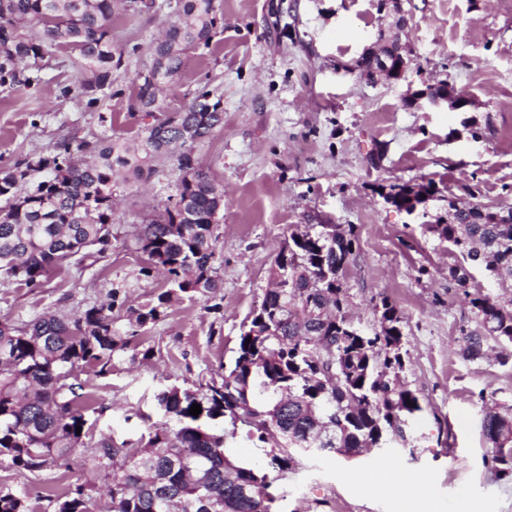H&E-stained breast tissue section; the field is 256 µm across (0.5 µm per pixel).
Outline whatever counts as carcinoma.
Returning a JSON list of instances; mask_svg holds the SVG:
<instances>
[{"mask_svg": "<svg viewBox=\"0 0 512 512\" xmlns=\"http://www.w3.org/2000/svg\"><path fill=\"white\" fill-rule=\"evenodd\" d=\"M215 0H169L174 16L165 35L148 46L152 69L139 76L130 108L153 118L137 142L103 136L59 143L45 156L0 167V277L39 285L78 255L103 254L112 245V188L124 173L176 157L175 194L143 225L139 246L164 271L170 288L152 304L129 307L128 323L116 325L105 305L71 316L44 312L29 321L0 320V461L30 472L51 468L86 446L83 411L92 400L79 372L105 375L113 354L186 295L209 299L221 287L219 214L224 187L194 156L197 144L224 126L221 101L199 90L178 112L164 108L162 93L180 75L191 46L209 44L217 26ZM156 0H0V88L40 82L38 60L67 44L79 50L87 74L80 87L60 94L86 99L88 108L112 97V16L150 12ZM81 153L91 160L79 163ZM440 235L467 250L469 259L502 278H512V223L496 222L489 209L451 206ZM352 240L334 230L292 233L276 256L267 290L239 337L232 365L204 390L172 386L156 396L174 421L152 425L137 443L102 439L93 446L96 478L108 497L107 512H272L273 483L311 453L360 456L406 436L422 410L402 381L401 316L388 299L378 307L379 330L367 334L346 314L342 277ZM478 329L464 337V356L476 359L488 338L512 341V309L479 294L470 300ZM251 342H246V339ZM199 404L198 416L189 414ZM227 418L231 430L211 422ZM82 430H77V427ZM263 456L255 465L229 454L238 431ZM495 448L497 475L512 477V405L483 421ZM52 512H94L82 484L54 499ZM0 512H29L26 498L0 489Z\"/></svg>", "mask_w": 512, "mask_h": 512, "instance_id": "obj_1", "label": "carcinoma"}]
</instances>
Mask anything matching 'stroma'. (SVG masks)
Listing matches in <instances>:
<instances>
[{
    "label": "stroma",
    "instance_id": "obj_1",
    "mask_svg": "<svg viewBox=\"0 0 512 512\" xmlns=\"http://www.w3.org/2000/svg\"><path fill=\"white\" fill-rule=\"evenodd\" d=\"M210 47L187 53L164 92L168 110L208 86L224 125L194 154L224 187L220 221L222 286L216 309L177 301L149 325L139 344L116 352L107 374L86 369L93 395L85 410L93 439L137 442L162 422L156 395L167 387H206L236 355L242 322L269 286V269L293 231L332 224L350 233L353 259L343 276L347 310L364 330L389 298L400 311L404 378L422 410L408 429L414 452L386 445L358 459L309 456L275 484L276 512H402L392 491L362 483L378 462L408 476H434L438 512H512V480L491 469L482 430L484 403L512 405V342L488 339L484 355H462L477 326L470 295L512 299V279L473 266L435 230L449 202L491 210L512 207V0H216ZM406 17V28L396 21ZM170 21L168 8L112 18L120 53L117 95L90 110L61 96L79 84L77 49L62 45L41 62L40 83L0 90V166L50 153L59 140L102 136L133 141L148 123L130 112L131 83L152 67L147 46ZM399 38L409 63L399 80L361 73L368 48ZM448 82L469 104L417 108L409 95ZM174 160L114 189L112 247L74 260L41 287L0 279V317L27 321L106 301L110 289L135 303L155 301L163 277L143 274L137 237L154 208L175 192ZM434 185L424 206L407 213L387 204L391 186ZM468 269L459 283L451 269ZM85 484L99 497L92 452L68 464L20 472L0 464V488L25 492L32 512L49 497Z\"/></svg>",
    "mask_w": 512,
    "mask_h": 512
}]
</instances>
